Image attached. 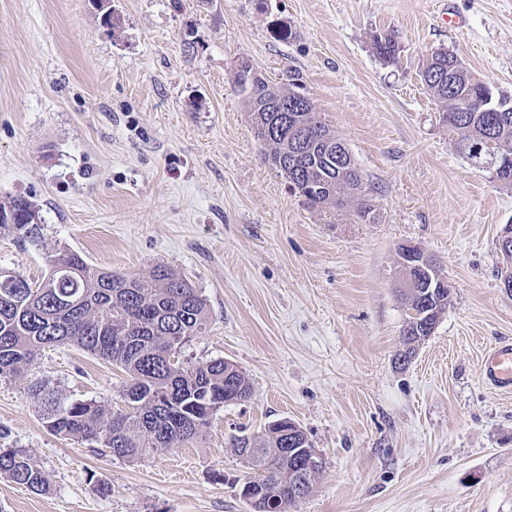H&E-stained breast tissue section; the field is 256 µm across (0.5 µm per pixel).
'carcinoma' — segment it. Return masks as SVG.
Instances as JSON below:
<instances>
[{
	"label": "carcinoma",
	"mask_w": 512,
	"mask_h": 512,
	"mask_svg": "<svg viewBox=\"0 0 512 512\" xmlns=\"http://www.w3.org/2000/svg\"><path fill=\"white\" fill-rule=\"evenodd\" d=\"M373 46L379 58L392 61L399 50L396 37L377 34ZM422 72L444 78L446 94H434L443 104L448 129L464 128L470 147L455 144L468 162L490 173L495 182L512 185V167L483 164L470 156L471 145L486 147L488 141L512 153V112H481L477 106L502 93L476 78L457 56L438 50L431 53ZM299 74L288 72V82L267 80L254 91L238 90L255 125L279 118L280 100L303 99L295 91ZM474 107L457 112L451 99ZM298 178L305 187V202L312 208H338V199L323 190L327 182L340 184L347 196L363 184L354 159L341 165L320 154L302 158ZM41 219L37 205L25 196L0 202V232L12 234L20 245L40 239ZM48 273L39 283L12 271L0 274V376L19 375L46 347L69 343L105 359L128 376L122 400L142 405L143 414H128L95 400L65 401L43 385L32 387L47 429L104 449L130 463L141 461L154 448L187 444L207 428L224 407L228 385L252 395L247 375L224 359L190 365L170 358L207 328L206 304L198 290L164 264L149 275L119 274L90 267L73 250H61L46 258ZM252 448L261 469L251 468L247 482L254 487L252 512H290L298 501L293 489L298 476L280 461L283 438L274 423L251 435ZM0 477L35 492H46L49 480L25 452L0 448Z\"/></svg>",
	"instance_id": "1"
}]
</instances>
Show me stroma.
<instances>
[{
	"instance_id": "stroma-1",
	"label": "stroma",
	"mask_w": 512,
	"mask_h": 512,
	"mask_svg": "<svg viewBox=\"0 0 512 512\" xmlns=\"http://www.w3.org/2000/svg\"><path fill=\"white\" fill-rule=\"evenodd\" d=\"M0 0V201L29 196L39 242L0 235V267L42 280L46 257L185 277L207 306L192 362L238 365L252 397L192 443L138 463L52 434L34 384L120 406L127 382L77 346L0 377V446L50 489L0 478V512H252L232 446L288 418L323 459L292 512H512V392L481 375L512 341L497 240L512 187L456 153L420 72L437 49L512 94V0ZM291 28L274 38L273 24ZM399 53L380 60L375 34ZM248 61L301 93L347 143L377 218L309 207L272 166L234 87ZM433 255L448 308L407 365L397 249ZM112 487L97 492V479Z\"/></svg>"
}]
</instances>
